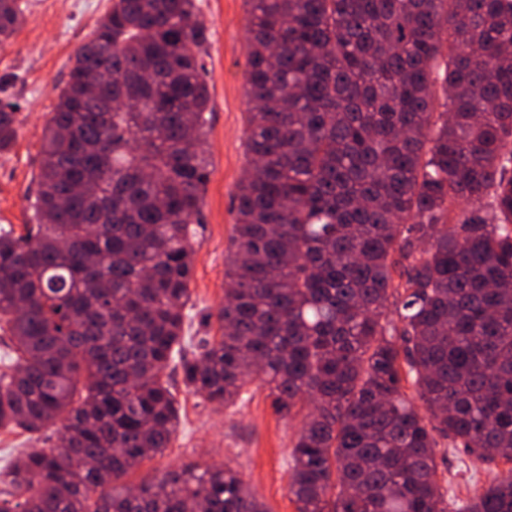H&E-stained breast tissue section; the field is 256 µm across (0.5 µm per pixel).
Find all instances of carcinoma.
<instances>
[{
	"label": "carcinoma",
	"mask_w": 512,
	"mask_h": 512,
	"mask_svg": "<svg viewBox=\"0 0 512 512\" xmlns=\"http://www.w3.org/2000/svg\"><path fill=\"white\" fill-rule=\"evenodd\" d=\"M247 2L249 171L191 359L199 7L112 0L75 52L33 223L0 230V428L63 444L0 471V512H268L222 464L116 488L169 447L172 364L212 404L260 378L302 416L297 512H512V467L458 503L436 462L512 464V0ZM25 11L0 0V43ZM15 123L1 103L0 153Z\"/></svg>",
	"instance_id": "carcinoma-1"
}]
</instances>
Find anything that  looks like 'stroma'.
Here are the masks:
<instances>
[{"label":"stroma","instance_id":"1","mask_svg":"<svg viewBox=\"0 0 512 512\" xmlns=\"http://www.w3.org/2000/svg\"><path fill=\"white\" fill-rule=\"evenodd\" d=\"M26 21L7 43L0 44V99L15 102L17 137L0 155V228L22 230L32 216L41 161V138L67 81L76 49L104 17L111 0H25ZM209 31L206 57L212 110L209 114V181L198 226L199 244L190 283L193 307L185 319L187 356L197 353L194 341L218 330L217 312L224 303V259L232 246L237 186L248 166V24L246 0H199ZM180 411L171 446L145 461L132 482L161 478L189 464L224 463L242 471L268 512H296L288 492L291 451L300 420L275 413L262 380L249 387L236 407L215 406L184 387L181 373L169 372ZM60 428L41 433L0 429V467L20 453L59 444ZM448 481V496L464 500L489 484L505 463H482L452 448L438 458Z\"/></svg>","mask_w":512,"mask_h":512}]
</instances>
